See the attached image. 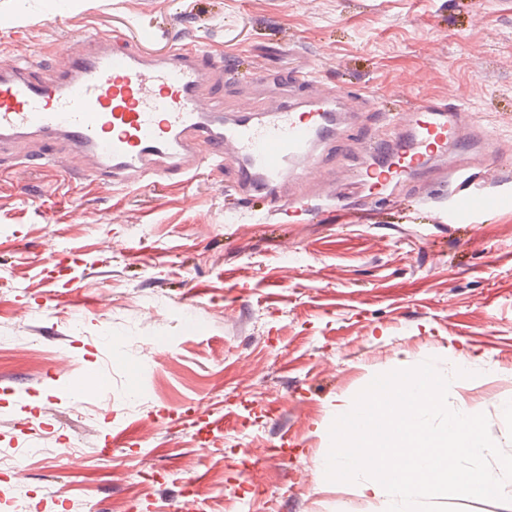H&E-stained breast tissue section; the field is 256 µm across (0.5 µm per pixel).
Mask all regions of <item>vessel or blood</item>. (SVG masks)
<instances>
[{
    "label": "vessel or blood",
    "instance_id": "b4317fda",
    "mask_svg": "<svg viewBox=\"0 0 512 512\" xmlns=\"http://www.w3.org/2000/svg\"><path fill=\"white\" fill-rule=\"evenodd\" d=\"M53 78L30 66L0 68V151L30 146L27 160L56 166L62 152L88 158L82 177L107 185L152 180L159 172L190 175L199 165L235 168V188L251 215L270 222L276 210L311 213L314 197L283 198L295 171L310 173L334 150L348 93L330 89L288 105L244 107L225 115L223 67L196 49L155 52L141 43L113 49L108 35L79 37ZM383 133L362 129L346 148L358 163L349 194L386 186L423 197L431 182L451 184L446 220L474 224L508 196L491 198L483 177L493 166L491 137L457 100L430 97L387 113Z\"/></svg>",
    "mask_w": 512,
    "mask_h": 512
}]
</instances>
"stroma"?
<instances>
[{
	"label": "stroma",
	"mask_w": 512,
	"mask_h": 512,
	"mask_svg": "<svg viewBox=\"0 0 512 512\" xmlns=\"http://www.w3.org/2000/svg\"><path fill=\"white\" fill-rule=\"evenodd\" d=\"M84 32L204 51L230 105L262 77L271 100L311 97L293 81L307 70L360 93L364 124L367 101L458 99L512 155V0H0V65L51 77ZM234 177L204 165L113 191L0 155V512H183L186 485L207 512H384L325 483L322 428L374 376L428 359L512 454V208L464 230L375 196L369 223L267 225ZM96 368L108 390L76 400Z\"/></svg>",
	"instance_id": "35a3bbf8"
}]
</instances>
